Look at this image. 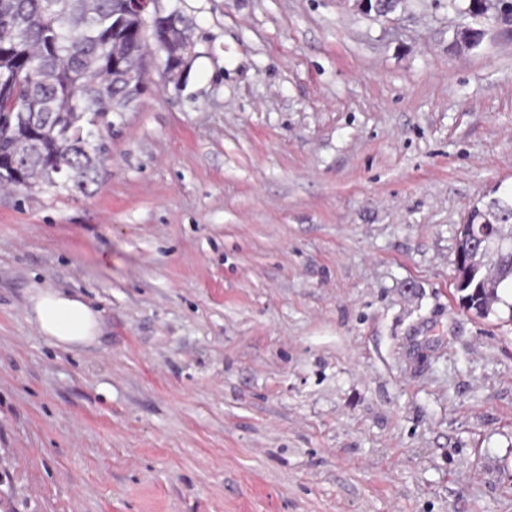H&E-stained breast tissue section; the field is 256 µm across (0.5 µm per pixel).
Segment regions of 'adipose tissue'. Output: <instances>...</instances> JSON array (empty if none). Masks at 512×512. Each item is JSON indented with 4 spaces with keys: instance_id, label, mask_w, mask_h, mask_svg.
Returning a JSON list of instances; mask_svg holds the SVG:
<instances>
[{
    "instance_id": "obj_1",
    "label": "adipose tissue",
    "mask_w": 512,
    "mask_h": 512,
    "mask_svg": "<svg viewBox=\"0 0 512 512\" xmlns=\"http://www.w3.org/2000/svg\"><path fill=\"white\" fill-rule=\"evenodd\" d=\"M31 311L40 331L53 345H87L99 336L102 319L79 297L53 290L37 291L31 298Z\"/></svg>"
}]
</instances>
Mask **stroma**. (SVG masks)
Here are the masks:
<instances>
[{"instance_id":"obj_1","label":"stroma","mask_w":512,"mask_h":512,"mask_svg":"<svg viewBox=\"0 0 512 512\" xmlns=\"http://www.w3.org/2000/svg\"><path fill=\"white\" fill-rule=\"evenodd\" d=\"M180 81L84 189H0V512H512V310L456 290L512 189V21L161 0ZM103 320L75 350L37 289ZM31 311L40 331L53 345H87L100 336L102 319L79 297L53 290H38L31 297Z\"/></svg>"}]
</instances>
